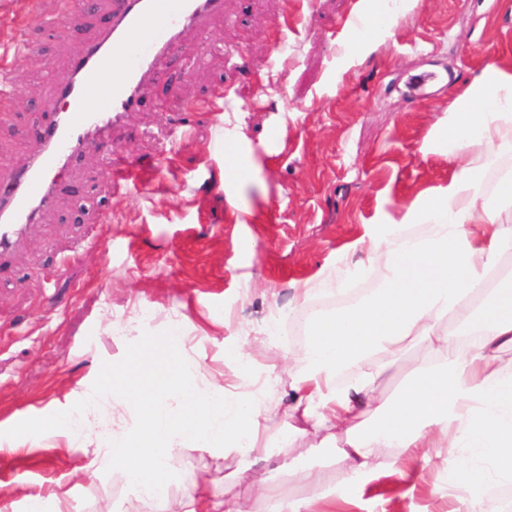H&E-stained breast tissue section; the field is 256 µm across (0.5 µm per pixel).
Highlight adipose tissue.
<instances>
[{"mask_svg": "<svg viewBox=\"0 0 512 512\" xmlns=\"http://www.w3.org/2000/svg\"><path fill=\"white\" fill-rule=\"evenodd\" d=\"M432 139L448 155L447 185L366 225L358 240L364 263L340 260L300 283L305 304L356 275L373 286L314 316L304 356L287 372L253 376L240 344L228 349L239 364L230 385L154 347L105 372L103 389L133 425L102 426L90 438L103 466L121 467L134 488L126 512H168L169 464L189 445L255 470L265 512H313L312 502L268 497L256 467L275 461L280 442L319 434L343 469L339 493L381 469L411 475L435 452L448 460L447 512H497L485 491L512 481V370L499 363L512 350V73L486 66ZM413 342L426 343L428 363L382 403L380 379ZM283 385L292 400L285 429L270 423ZM85 414L80 407L50 424H24L5 451L16 453L38 431L81 433ZM391 448L397 456H388Z\"/></svg>", "mask_w": 512, "mask_h": 512, "instance_id": "obj_1", "label": "adipose tissue"}]
</instances>
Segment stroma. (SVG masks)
<instances>
[{
	"label": "stroma",
	"mask_w": 512,
	"mask_h": 512,
	"mask_svg": "<svg viewBox=\"0 0 512 512\" xmlns=\"http://www.w3.org/2000/svg\"><path fill=\"white\" fill-rule=\"evenodd\" d=\"M371 6L303 0L288 31L297 52L282 59L275 24L283 0H228L212 23L213 52L202 54L187 30L141 109L114 131L113 156L133 168L122 188H111L102 149L78 153L53 202L0 259V439L93 391L91 424L131 426L101 376L143 346L175 347L226 383L238 365L225 350L238 341L255 375L299 362L309 319L367 290L361 282L347 297L302 305L295 285L338 256L364 260L354 243L365 225L446 185L448 157L430 143L432 128L487 64L512 70V0H406L396 26L364 39L358 17ZM68 7L0 0V52H11L19 89L12 117L0 123V165L22 167L39 148L33 130L56 106L50 79L80 46L55 25ZM353 41L358 51L346 53ZM422 70L445 79L410 97L407 76ZM218 86L224 111H196ZM229 144L246 174V218L224 186ZM280 313L287 319L273 346L256 329ZM99 457L95 444L76 452L53 432L0 453V512H25L37 496L61 512H100L106 503L124 512L132 487L121 468L99 470ZM443 466L425 463L415 486L377 472L334 512H446L447 489H432ZM94 469L98 479L81 480ZM171 469V503L190 494L192 473L255 512L252 476L237 458L217 462L187 447Z\"/></svg>",
	"instance_id": "stroma-1"
}]
</instances>
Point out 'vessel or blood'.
I'll return each mask as SVG.
<instances>
[{
    "label": "vessel or blood",
    "instance_id": "1",
    "mask_svg": "<svg viewBox=\"0 0 512 512\" xmlns=\"http://www.w3.org/2000/svg\"><path fill=\"white\" fill-rule=\"evenodd\" d=\"M109 23L69 62L67 72L50 86L67 101L48 117L39 136L41 153L23 171L11 173L0 193V255L11 251L37 212L53 198L58 176L68 171L78 149L110 140L125 113L136 111L178 50L183 31H207L223 15L225 0H104ZM120 72L112 87L102 88L105 68ZM100 96L104 108H87Z\"/></svg>",
    "mask_w": 512,
    "mask_h": 512
}]
</instances>
